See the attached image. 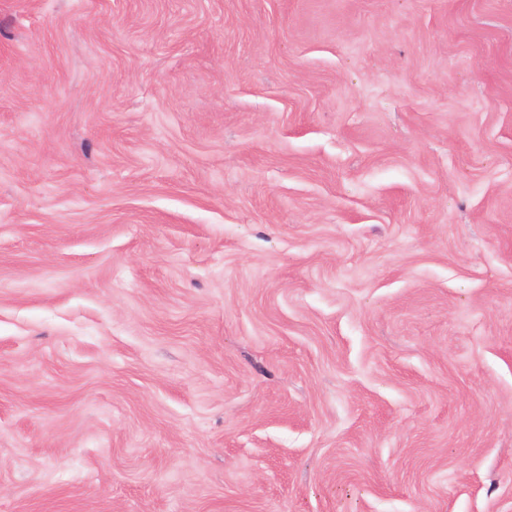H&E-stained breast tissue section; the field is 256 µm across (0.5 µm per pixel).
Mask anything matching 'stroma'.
Here are the masks:
<instances>
[{
  "mask_svg": "<svg viewBox=\"0 0 512 512\" xmlns=\"http://www.w3.org/2000/svg\"><path fill=\"white\" fill-rule=\"evenodd\" d=\"M0 512H512V0H0Z\"/></svg>",
  "mask_w": 512,
  "mask_h": 512,
  "instance_id": "obj_1",
  "label": "stroma"
}]
</instances>
